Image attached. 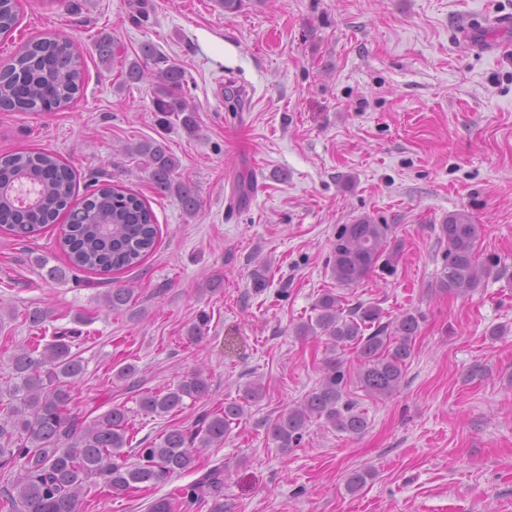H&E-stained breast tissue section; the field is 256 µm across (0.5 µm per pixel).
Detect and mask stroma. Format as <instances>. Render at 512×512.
<instances>
[{"instance_id": "obj_1", "label": "stroma", "mask_w": 512, "mask_h": 512, "mask_svg": "<svg viewBox=\"0 0 512 512\" xmlns=\"http://www.w3.org/2000/svg\"><path fill=\"white\" fill-rule=\"evenodd\" d=\"M213 0H19V26L0 35V64L29 40L65 36L85 48V79L68 107L0 111V155L47 150L78 174L80 195L116 184L145 200L157 245L133 269L112 273L132 288L131 308L104 304L99 275L54 281L65 266L58 225L22 240L0 230V381L17 345L35 330L26 314L48 310V327L75 328L84 371L73 410L94 419L112 406L131 412L135 440L169 425L193 426L207 411L260 381L220 448L201 450L193 471L149 489L108 494L87 484L80 512H148L198 471L224 468V512H512V0H243L234 14ZM120 52L109 61L97 41ZM151 45V73L185 72L182 95L198 130L161 127L149 78L122 70ZM248 96L228 111L224 86ZM164 142L177 175L199 193L197 214L154 189L129 145ZM255 191L233 203L241 182ZM463 213L482 228L481 260L493 265L475 291H438L448 245L439 227ZM391 225L395 272L337 286L331 242L340 225ZM219 290H210L213 279ZM328 289L384 316L420 312L421 332L400 389L368 396L353 351L341 356L346 399L367 419L350 435L314 422L281 451L268 429L317 388L322 340L296 336ZM202 324L199 340L187 337ZM132 363L133 380L113 376ZM484 378L468 379L475 365ZM205 370L208 395L173 418L140 412L139 394ZM368 471L357 493L349 473Z\"/></svg>"}]
</instances>
